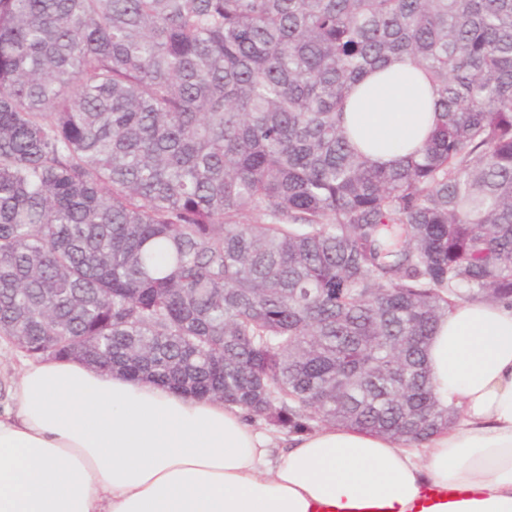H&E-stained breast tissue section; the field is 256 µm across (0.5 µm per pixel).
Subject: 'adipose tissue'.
<instances>
[{
    "label": "adipose tissue",
    "mask_w": 512,
    "mask_h": 512,
    "mask_svg": "<svg viewBox=\"0 0 512 512\" xmlns=\"http://www.w3.org/2000/svg\"><path fill=\"white\" fill-rule=\"evenodd\" d=\"M436 94L409 61L350 98L352 142L381 166L419 149ZM457 418L423 443L333 424L276 451L241 409L75 359L0 365V512H512V308L449 310L428 345Z\"/></svg>",
    "instance_id": "ef3b65f1"
}]
</instances>
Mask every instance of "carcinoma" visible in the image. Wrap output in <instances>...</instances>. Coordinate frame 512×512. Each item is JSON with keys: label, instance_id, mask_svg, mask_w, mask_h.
<instances>
[{"label": "carcinoma", "instance_id": "carcinoma-1", "mask_svg": "<svg viewBox=\"0 0 512 512\" xmlns=\"http://www.w3.org/2000/svg\"><path fill=\"white\" fill-rule=\"evenodd\" d=\"M410 60L379 166L344 125ZM512 306V0H0V336L296 433L448 427L459 302ZM436 97L424 75L407 60L369 75L346 108L352 143L378 165L394 163L430 136Z\"/></svg>", "mask_w": 512, "mask_h": 512}]
</instances>
